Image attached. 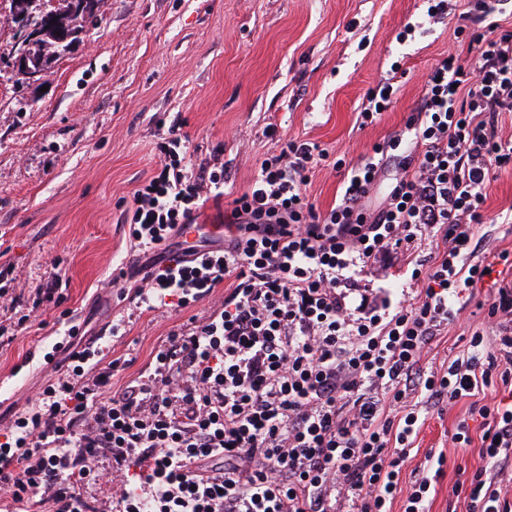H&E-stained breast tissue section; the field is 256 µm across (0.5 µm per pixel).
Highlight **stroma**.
Returning <instances> with one entry per match:
<instances>
[{"mask_svg":"<svg viewBox=\"0 0 512 512\" xmlns=\"http://www.w3.org/2000/svg\"><path fill=\"white\" fill-rule=\"evenodd\" d=\"M426 8L425 0H105L81 43L29 89L10 77L17 39L0 29V287L22 294L15 310H0L13 337L0 346V377L24 381L13 398L0 397V433L39 399L52 377L39 364L70 320L102 332L101 346L120 362L112 379L118 390L170 331L208 316L223 299L219 288L187 309L154 312L108 286L146 262L124 212L157 166L161 122L182 121L193 163L222 147L227 193L208 201L199 221L223 223L278 140L316 143L331 162L352 164L403 128L435 59L459 50L448 23L418 27ZM410 22L417 29L408 34ZM395 63L403 70L396 103L380 123L359 128L366 93ZM331 162L307 188L323 211L342 194L344 173ZM486 193L495 223L485 247L512 252V174L491 179ZM55 273L62 277L56 303L34 307L37 288ZM489 291L472 289L466 319L438 336L425 363L467 349ZM118 319L126 334L116 340L104 329ZM471 404L466 397L425 412L403 468L407 486L427 452L444 451L430 512H469L468 498L453 489L484 461L477 445L457 447L451 437L464 418L479 437Z\"/></svg>","mask_w":512,"mask_h":512,"instance_id":"obj_1","label":"stroma"}]
</instances>
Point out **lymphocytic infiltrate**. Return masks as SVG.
Instances as JSON below:
<instances>
[{"mask_svg":"<svg viewBox=\"0 0 512 512\" xmlns=\"http://www.w3.org/2000/svg\"><path fill=\"white\" fill-rule=\"evenodd\" d=\"M512 0H466L453 34L469 58L432 64L404 128L351 165L339 203L319 210L307 185L328 155L290 140L265 157L232 201L223 245L167 247L221 198L222 162L194 167L180 121L159 144L154 174L133 193L129 236L148 255L133 298L188 308L225 288L221 305L169 332L148 373L112 388L118 361L65 342L35 407L0 438V512H97L79 480L111 460L113 512H430L425 469L402 485L422 406L502 387L474 406L487 462L468 486L469 512H512L497 478L512 467V280L494 275L476 235L486 186L512 171ZM394 77L365 96L359 128L396 101ZM395 168L379 205L370 199ZM436 248L421 256L426 239ZM392 259L422 282L412 299L372 301L360 275ZM490 283L486 328L447 367L423 365L428 345L459 319L461 289Z\"/></svg>","mask_w":512,"mask_h":512,"instance_id":"lymphocytic-infiltrate-1","label":"lymphocytic infiltrate"}]
</instances>
